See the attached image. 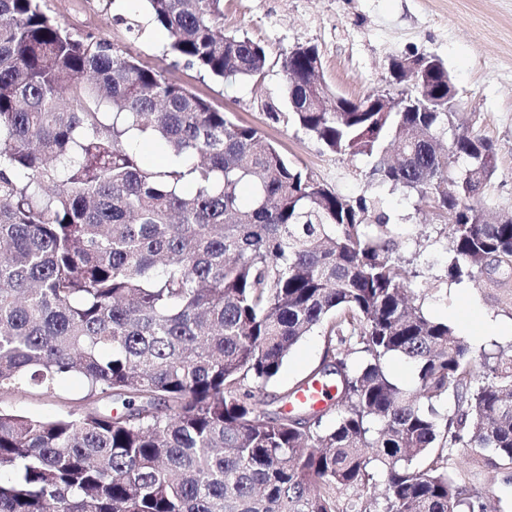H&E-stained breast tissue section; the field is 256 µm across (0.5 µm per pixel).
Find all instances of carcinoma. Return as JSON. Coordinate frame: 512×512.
Wrapping results in <instances>:
<instances>
[{"instance_id": "carcinoma-1", "label": "carcinoma", "mask_w": 512, "mask_h": 512, "mask_svg": "<svg viewBox=\"0 0 512 512\" xmlns=\"http://www.w3.org/2000/svg\"><path fill=\"white\" fill-rule=\"evenodd\" d=\"M146 2L186 66L264 74L265 46L224 32V0ZM426 58L418 111L376 112L378 91L313 104L317 69L285 52L289 111L268 118L416 193L444 218L449 274L503 284L512 213L479 201L495 146L456 122L448 68ZM146 135L169 165L144 163ZM400 250L379 197L329 189L42 0H0V397L83 381L53 417L0 407V512H343L339 494L375 467L384 493L361 512H486L447 467L413 463L462 448L512 466V354L475 359L415 305ZM315 330L320 368L262 398ZM392 356L414 389L388 375ZM313 382L336 403L286 410ZM449 393L457 409L442 414Z\"/></svg>"}]
</instances>
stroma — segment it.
Wrapping results in <instances>:
<instances>
[{"label":"stroma","mask_w":512,"mask_h":512,"mask_svg":"<svg viewBox=\"0 0 512 512\" xmlns=\"http://www.w3.org/2000/svg\"><path fill=\"white\" fill-rule=\"evenodd\" d=\"M123 5L118 21L111 0H45L47 11L74 32L131 47L143 64L178 79L236 122L257 128L332 190L345 196L380 195L404 257L421 272L415 286L425 314L448 321L474 355L512 349V331L497 335L483 330L488 322L512 328V283L498 287L486 278L449 277L450 245L438 218L421 207L415 193L378 185L362 157L330 153L293 124L268 118L288 109L278 59L295 45L317 46L325 80L349 98L386 88L393 55H437L464 103L461 119L496 147V173L481 199L490 210L512 211V0H224L225 32L246 34L269 53L265 76L256 82L201 76L167 54V38L156 28L132 37L125 21L146 16V3L123 0ZM323 349L318 333L305 336L265 395H281L304 379L320 363ZM448 470L481 493L488 512H512L506 470L462 451L451 457Z\"/></svg>","instance_id":"1"}]
</instances>
